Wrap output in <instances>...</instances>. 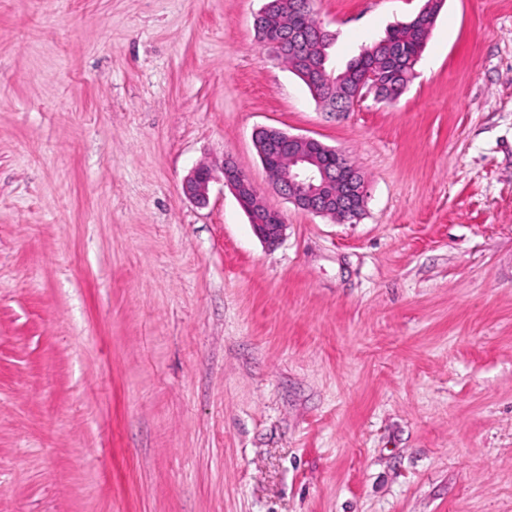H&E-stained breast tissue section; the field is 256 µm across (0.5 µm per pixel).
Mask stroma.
<instances>
[{"label": "stroma", "mask_w": 512, "mask_h": 512, "mask_svg": "<svg viewBox=\"0 0 512 512\" xmlns=\"http://www.w3.org/2000/svg\"><path fill=\"white\" fill-rule=\"evenodd\" d=\"M265 0H0V512H512V0L326 112ZM425 0H315L330 70ZM364 175L339 222L253 132ZM232 158L283 212L274 247ZM255 146L272 185L295 208L331 219L340 213L358 218L367 196L365 180L334 149L273 127L256 133ZM220 172L224 186L234 193L257 236L267 246L278 245L287 227L283 213L267 207L260 200L250 179L231 159L224 160ZM218 179L216 169L208 163H199L191 169L183 181V192L196 205L208 204L211 184Z\"/></svg>", "instance_id": "stroma-1"}]
</instances>
